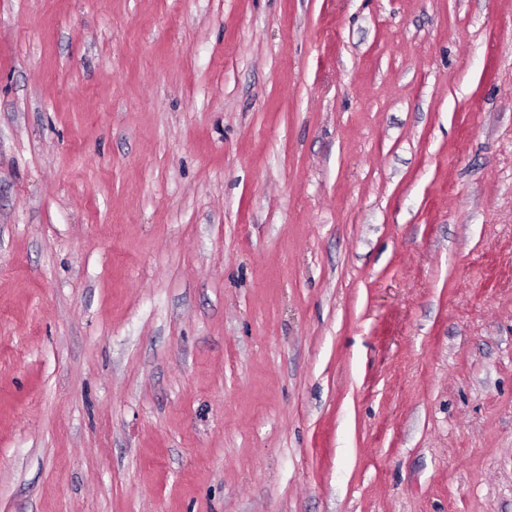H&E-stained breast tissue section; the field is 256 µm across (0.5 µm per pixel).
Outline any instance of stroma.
Returning <instances> with one entry per match:
<instances>
[{
	"label": "stroma",
	"instance_id": "35a3bbf8",
	"mask_svg": "<svg viewBox=\"0 0 512 512\" xmlns=\"http://www.w3.org/2000/svg\"><path fill=\"white\" fill-rule=\"evenodd\" d=\"M0 512H512V0H0Z\"/></svg>",
	"mask_w": 512,
	"mask_h": 512
}]
</instances>
